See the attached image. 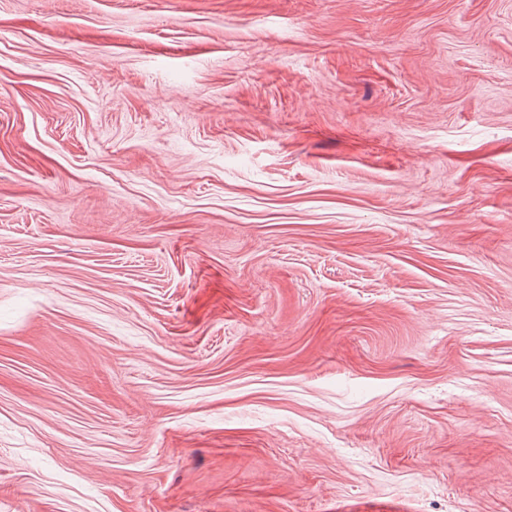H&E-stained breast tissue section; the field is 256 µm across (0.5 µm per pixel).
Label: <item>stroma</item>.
Here are the masks:
<instances>
[{"mask_svg": "<svg viewBox=\"0 0 512 512\" xmlns=\"http://www.w3.org/2000/svg\"><path fill=\"white\" fill-rule=\"evenodd\" d=\"M0 512H512V0H0Z\"/></svg>", "mask_w": 512, "mask_h": 512, "instance_id": "35a3bbf8", "label": "stroma"}]
</instances>
